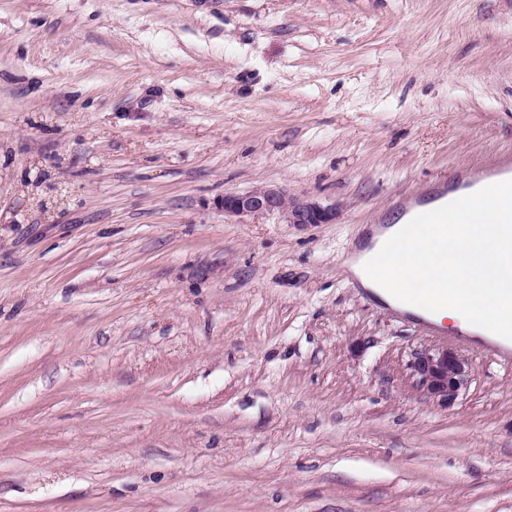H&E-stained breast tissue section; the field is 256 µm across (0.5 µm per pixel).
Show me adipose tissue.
<instances>
[{
	"label": "adipose tissue",
	"instance_id": "1",
	"mask_svg": "<svg viewBox=\"0 0 512 512\" xmlns=\"http://www.w3.org/2000/svg\"><path fill=\"white\" fill-rule=\"evenodd\" d=\"M401 230L396 224L377 232L349 265L376 301L490 340L498 327L512 326V305L503 301L512 295V260L499 224L454 225L448 255L437 265L430 261L437 250L432 237L421 261L388 257L387 244Z\"/></svg>",
	"mask_w": 512,
	"mask_h": 512
}]
</instances>
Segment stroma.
I'll return each mask as SVG.
<instances>
[{"instance_id":"stroma-1","label":"stroma","mask_w":512,"mask_h":512,"mask_svg":"<svg viewBox=\"0 0 512 512\" xmlns=\"http://www.w3.org/2000/svg\"><path fill=\"white\" fill-rule=\"evenodd\" d=\"M508 158L512 0H0V512H512V365L345 266ZM224 214L244 218L279 214L285 224H332L336 211L330 207L291 197L275 185H258L246 192H228L220 202ZM410 369L417 388L443 406L455 402L468 375V360L448 347H425L413 353Z\"/></svg>"}]
</instances>
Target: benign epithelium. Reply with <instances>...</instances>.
Instances as JSON below:
<instances>
[{"mask_svg": "<svg viewBox=\"0 0 512 512\" xmlns=\"http://www.w3.org/2000/svg\"><path fill=\"white\" fill-rule=\"evenodd\" d=\"M224 214L244 218L278 214L287 224H332L330 207L290 196L275 185H258L246 192H228L220 202ZM410 369L417 388L443 406L455 402L468 375V360L446 347H425L413 353Z\"/></svg>", "mask_w": 512, "mask_h": 512, "instance_id": "benign-epithelium-1", "label": "benign epithelium"}]
</instances>
